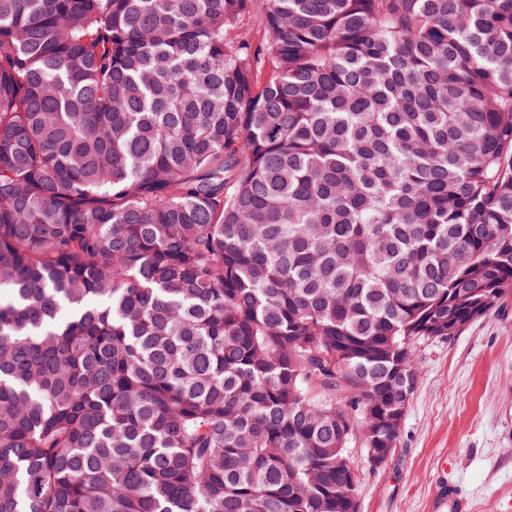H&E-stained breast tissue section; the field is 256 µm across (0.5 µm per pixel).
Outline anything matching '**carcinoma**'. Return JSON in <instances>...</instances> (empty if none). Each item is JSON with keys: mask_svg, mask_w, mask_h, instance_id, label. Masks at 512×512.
Masks as SVG:
<instances>
[{"mask_svg": "<svg viewBox=\"0 0 512 512\" xmlns=\"http://www.w3.org/2000/svg\"><path fill=\"white\" fill-rule=\"evenodd\" d=\"M511 296L512 0H0V512H350Z\"/></svg>", "mask_w": 512, "mask_h": 512, "instance_id": "1", "label": "carcinoma"}]
</instances>
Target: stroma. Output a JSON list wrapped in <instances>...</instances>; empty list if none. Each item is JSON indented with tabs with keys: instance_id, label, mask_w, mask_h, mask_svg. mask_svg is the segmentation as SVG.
Returning <instances> with one entry per match:
<instances>
[{
	"instance_id": "obj_1",
	"label": "stroma",
	"mask_w": 512,
	"mask_h": 512,
	"mask_svg": "<svg viewBox=\"0 0 512 512\" xmlns=\"http://www.w3.org/2000/svg\"><path fill=\"white\" fill-rule=\"evenodd\" d=\"M416 365L393 455L374 466L352 443L359 512H431L450 483L471 512H512V298L460 336L421 345Z\"/></svg>"
}]
</instances>
